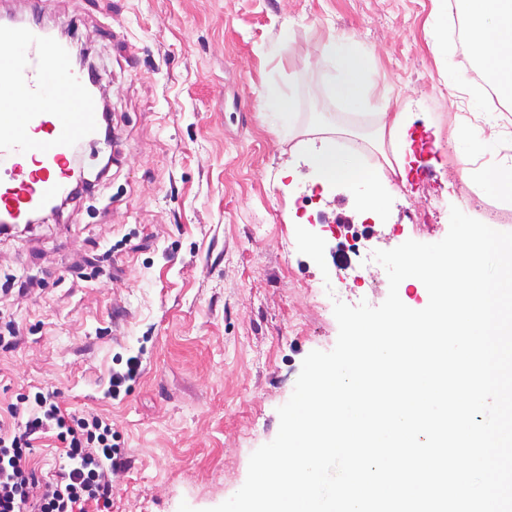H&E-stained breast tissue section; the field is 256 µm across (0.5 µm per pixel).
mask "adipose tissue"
Segmentation results:
<instances>
[{
  "instance_id": "ef3b65f1",
  "label": "adipose tissue",
  "mask_w": 512,
  "mask_h": 512,
  "mask_svg": "<svg viewBox=\"0 0 512 512\" xmlns=\"http://www.w3.org/2000/svg\"><path fill=\"white\" fill-rule=\"evenodd\" d=\"M465 22L474 63L492 79L499 90L512 97V0H458ZM320 81L331 100L356 109L373 94L375 82L370 64L359 48L345 38H332L320 50ZM408 113L381 112L373 138L389 144L394 163L392 175L404 174L412 154ZM321 145L314 150L310 161L321 178L328 183L336 180L353 182L360 190L362 208H378L392 186L390 177L366 173L357 156L341 155L336 150V133L340 124L321 121Z\"/></svg>"
}]
</instances>
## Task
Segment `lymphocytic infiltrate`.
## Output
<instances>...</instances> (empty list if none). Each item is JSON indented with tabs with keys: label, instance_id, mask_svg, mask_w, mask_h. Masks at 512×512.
Masks as SVG:
<instances>
[{
	"label": "lymphocytic infiltrate",
	"instance_id": "f902f5d3",
	"mask_svg": "<svg viewBox=\"0 0 512 512\" xmlns=\"http://www.w3.org/2000/svg\"><path fill=\"white\" fill-rule=\"evenodd\" d=\"M48 433L64 462L44 477L30 454ZM118 454L107 417L71 412L55 391L17 394L0 405V512H110Z\"/></svg>",
	"mask_w": 512,
	"mask_h": 512
}]
</instances>
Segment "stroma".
Returning a JSON list of instances; mask_svg holds the SVG:
<instances>
[{"label": "stroma", "mask_w": 512, "mask_h": 512, "mask_svg": "<svg viewBox=\"0 0 512 512\" xmlns=\"http://www.w3.org/2000/svg\"><path fill=\"white\" fill-rule=\"evenodd\" d=\"M435 0H52L48 25L74 29L92 52L112 113L117 157L98 190L28 232L0 234V299L19 328L0 349V402L30 387L58 391L70 410L112 421L123 464L112 512H207L244 484L251 454L272 441L277 410L303 359L329 351L339 327L330 290L370 306L387 297L385 269L358 252L448 233L450 209L481 218L512 199L464 176L458 131L493 143L474 170L512 168V102L474 109V65L433 50ZM116 39H109L105 27ZM351 38L371 57L379 88L369 110L345 115L316 77V48ZM294 97L293 133L264 117V90ZM409 112L420 162L370 225L358 252L337 218L362 222L349 184L321 185L305 146L318 115L355 134L379 112ZM321 221L318 236L311 222ZM111 252L110 274L85 281L86 260ZM140 356L117 399L112 371Z\"/></svg>", "instance_id": "35a3bbf8"}]
</instances>
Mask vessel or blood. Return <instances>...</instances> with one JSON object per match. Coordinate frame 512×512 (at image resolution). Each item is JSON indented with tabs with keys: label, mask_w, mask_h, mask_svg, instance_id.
<instances>
[{
	"label": "vessel or blood",
	"mask_w": 512,
	"mask_h": 512,
	"mask_svg": "<svg viewBox=\"0 0 512 512\" xmlns=\"http://www.w3.org/2000/svg\"><path fill=\"white\" fill-rule=\"evenodd\" d=\"M12 2L0 0V224L26 223L70 196L74 153L104 123L101 82L44 26L46 0H28L20 22Z\"/></svg>",
	"instance_id": "obj_1"
}]
</instances>
